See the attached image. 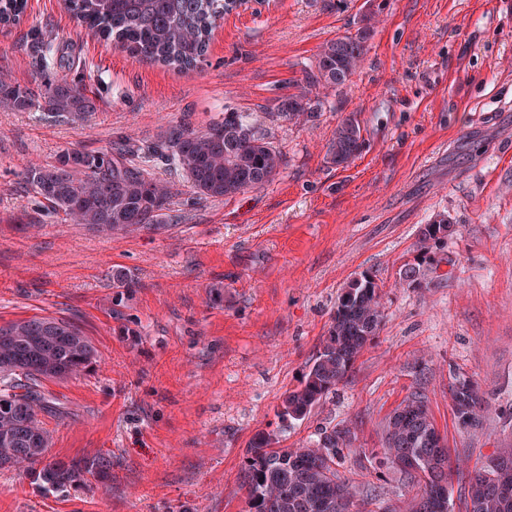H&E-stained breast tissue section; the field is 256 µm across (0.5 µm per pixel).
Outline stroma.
I'll return each instance as SVG.
<instances>
[{
	"label": "stroma",
	"instance_id": "35a3bbf8",
	"mask_svg": "<svg viewBox=\"0 0 512 512\" xmlns=\"http://www.w3.org/2000/svg\"><path fill=\"white\" fill-rule=\"evenodd\" d=\"M366 17L356 74L312 122H289L281 100L326 41ZM35 28L47 46H34ZM0 75L79 81L97 98L82 125L0 108V324L50 317L88 337L95 361L44 382L53 408L39 418L50 456L112 458L109 480L64 492L0 468V512H246L257 432L299 448L333 426L355 434L340 474L403 512L415 487L371 453L415 392L463 470L512 448V0H267L226 14L183 71L92 36L65 0H28L20 23L0 26ZM227 111L252 113L283 169L205 200L154 166L172 191L157 228L97 235L45 216L24 183L64 150L100 151L118 133L154 141L182 120L203 131ZM349 117L365 147L343 168L326 152ZM439 214L453 232L407 285L400 271ZM363 272L383 295L379 333L335 393L283 427L284 394ZM458 374L484 394L479 427L453 411Z\"/></svg>",
	"mask_w": 512,
	"mask_h": 512
}]
</instances>
